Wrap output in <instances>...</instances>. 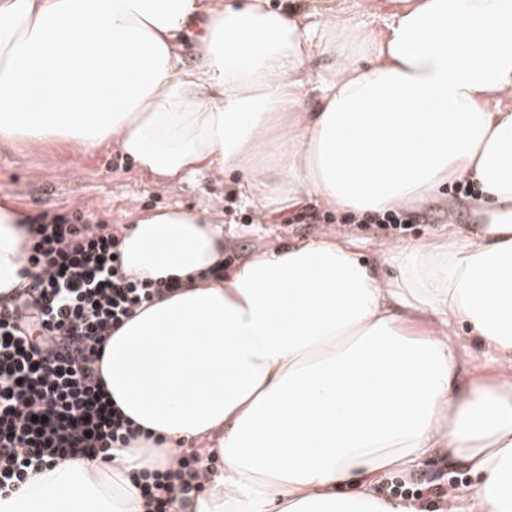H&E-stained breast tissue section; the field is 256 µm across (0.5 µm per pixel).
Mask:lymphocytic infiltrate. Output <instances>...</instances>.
Masks as SVG:
<instances>
[{"label": "lymphocytic infiltrate", "mask_w": 512, "mask_h": 512, "mask_svg": "<svg viewBox=\"0 0 512 512\" xmlns=\"http://www.w3.org/2000/svg\"><path fill=\"white\" fill-rule=\"evenodd\" d=\"M26 281L0 300V494L64 459L107 463L141 434L110 399L112 333L171 283L130 281L118 229L47 211L29 216ZM196 456L140 483L145 512L203 492Z\"/></svg>", "instance_id": "lymphocytic-infiltrate-1"}]
</instances>
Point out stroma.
<instances>
[{"label": "stroma", "instance_id": "1", "mask_svg": "<svg viewBox=\"0 0 512 512\" xmlns=\"http://www.w3.org/2000/svg\"><path fill=\"white\" fill-rule=\"evenodd\" d=\"M10 197L19 210L81 213L90 221L129 226L143 213L156 208L179 207L208 212L224 225L227 263L252 256L260 249L298 243L329 228L363 243L362 260L375 263L376 249L385 236L372 224H359L331 214L314 200L271 213L258 222L253 208L244 204L234 181L222 183L207 174L173 184L156 192L152 178L109 146L84 153L62 143H22L0 151V198ZM462 196L448 190L436 198L408 208L412 218L402 240L413 243L448 231V209L458 206V224L471 223L470 211L461 209ZM472 478L450 466L447 457L423 459L412 472L392 471L372 485L380 497L414 500L418 512H447L445 494L457 492L458 508H466Z\"/></svg>", "mask_w": 512, "mask_h": 512}]
</instances>
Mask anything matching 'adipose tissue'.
<instances>
[{"label":"adipose tissue","instance_id":"obj_1","mask_svg":"<svg viewBox=\"0 0 512 512\" xmlns=\"http://www.w3.org/2000/svg\"><path fill=\"white\" fill-rule=\"evenodd\" d=\"M21 141L114 147L160 191L235 175L260 213L306 197L397 211L456 181L477 194L447 240L380 243L384 276L329 231L226 275L210 216L137 218L124 271L180 287L112 334L100 368L165 441L61 461L0 512H144L132 475L193 440L220 465L176 512H416L370 487L442 451L478 479L467 512H512V378L460 385L454 339L466 325L512 362V0H357L316 22L269 0H0V148ZM27 238L0 203V295Z\"/></svg>","mask_w":512,"mask_h":512}]
</instances>
